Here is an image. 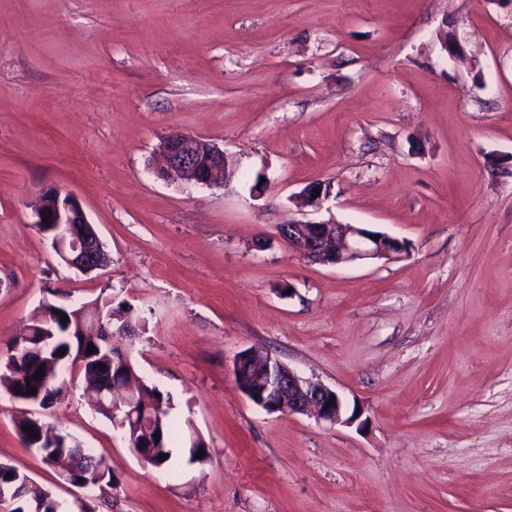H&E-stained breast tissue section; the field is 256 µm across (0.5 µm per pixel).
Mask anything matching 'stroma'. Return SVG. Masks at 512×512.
I'll list each match as a JSON object with an SVG mask.
<instances>
[{
	"label": "stroma",
	"instance_id": "1",
	"mask_svg": "<svg viewBox=\"0 0 512 512\" xmlns=\"http://www.w3.org/2000/svg\"><path fill=\"white\" fill-rule=\"evenodd\" d=\"M175 130L224 149L223 186L157 175ZM45 187L78 197L105 269L75 272L36 229ZM296 220L411 250L313 264L277 233ZM106 300L209 457L145 466L82 374L47 410L0 387V462L59 512H512V0H0V349L44 304ZM245 350L366 425L256 406ZM25 413L115 488L60 485Z\"/></svg>",
	"mask_w": 512,
	"mask_h": 512
}]
</instances>
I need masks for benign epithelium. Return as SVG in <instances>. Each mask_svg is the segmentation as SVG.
<instances>
[{
    "label": "benign epithelium",
    "instance_id": "benign-epithelium-1",
    "mask_svg": "<svg viewBox=\"0 0 512 512\" xmlns=\"http://www.w3.org/2000/svg\"><path fill=\"white\" fill-rule=\"evenodd\" d=\"M160 148L164 160L161 176L165 179L210 188L223 185L229 161L224 150L212 141L174 132L162 141ZM329 193L330 187L321 182L305 188L308 202L313 206L320 205ZM47 214L51 218L46 222L43 216ZM35 227L52 237L57 256L77 272L87 275L107 266L109 255L75 195L63 194L55 188L43 191ZM279 237L291 245H302L304 257L321 265H346L374 259L397 261L405 257L409 249L405 239L356 224L291 222L285 225ZM78 311L81 318L79 335L105 336V345H110L108 337L115 331L112 330V321L104 317L103 309L94 310L91 317L86 306L78 308ZM244 357L251 360L249 370L254 372L253 379L262 386L261 405L267 410L311 414L331 426L365 425L361 415L357 414L359 406L346 413L343 399L337 391L300 376L269 355L249 352ZM118 399L124 402L125 408L134 407L139 401L136 385L132 382L125 384L117 398L105 388L95 390L99 407L113 412L112 402Z\"/></svg>",
    "mask_w": 512,
    "mask_h": 512
}]
</instances>
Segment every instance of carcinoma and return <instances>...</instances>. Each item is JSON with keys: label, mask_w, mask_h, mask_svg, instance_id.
<instances>
[{"label": "carcinoma", "mask_w": 512, "mask_h": 512, "mask_svg": "<svg viewBox=\"0 0 512 512\" xmlns=\"http://www.w3.org/2000/svg\"><path fill=\"white\" fill-rule=\"evenodd\" d=\"M104 314L112 318V329L123 327L130 322L122 310L112 307V302L105 301L102 304ZM48 320L44 323L31 326L32 334L26 338L20 349L11 355H3V360L11 361V365L0 369V385H6L7 391L15 397L25 391L27 386L36 388V393L41 395L40 408L47 410L53 407L68 390V381L64 377L67 367L76 364L79 357L87 358L83 367L84 376L92 373V368L104 363L109 357L106 346L94 343L95 351L91 354L82 353V347L93 343L91 336L77 335V320L73 318V312L50 304L46 307ZM67 316L68 321H61L62 316ZM64 354H58V351ZM43 368L44 375L41 380L33 379L38 368ZM153 420L150 424H141V418L128 423V438L139 442L150 440L154 442L155 454L151 458L150 466L154 469H167L173 457V449L183 437V433H193L192 424L182 428L170 419L172 409L171 397L155 386H144ZM31 425L36 436L31 437L23 430V427ZM17 431L25 444L38 450L42 457L51 458L61 451V447H67L75 460V467L70 472L72 484L89 483V487H109L116 484L112 468L103 465V459L81 450V444L76 438L67 442H51L48 436L52 425L39 417L23 416L17 420ZM160 439H155L154 435ZM165 458H160V455ZM0 485L10 491L9 499L16 504L12 512H31L32 505L38 504L42 512H58L59 503L52 491L38 487L31 478L8 463L0 462Z\"/></svg>", "instance_id": "carcinoma-1"}]
</instances>
